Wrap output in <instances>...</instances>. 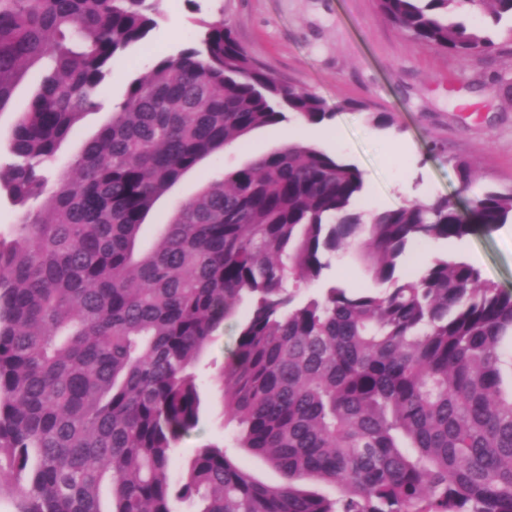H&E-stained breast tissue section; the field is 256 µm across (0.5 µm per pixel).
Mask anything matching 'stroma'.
<instances>
[{"label": "stroma", "instance_id": "1", "mask_svg": "<svg viewBox=\"0 0 512 512\" xmlns=\"http://www.w3.org/2000/svg\"><path fill=\"white\" fill-rule=\"evenodd\" d=\"M219 17L253 60L279 79L331 102H362V109L300 125L299 131L304 142L338 153L363 171L365 208L383 211L439 196L460 197L464 192L451 164L456 157L470 160L477 170L469 195L512 188V31L507 26L491 30V51L460 58L413 40L380 13L376 0H162L157 26L146 46L129 54L128 69L146 74L153 47L179 49L188 31ZM123 85L120 79L110 81L103 109L79 122L59 150L60 161L78 154L108 122ZM373 112L393 113L396 125L374 126ZM287 131L284 124L255 130L241 147L184 176L155 204L141 228L140 249L152 246L174 207L193 197L207 176L276 149ZM447 256L470 262L512 291V223L407 251L401 266L423 267ZM335 283L364 287L371 280L353 257L339 256L302 294L309 297ZM236 337L235 322L224 323L198 363L202 418L181 441L178 465L208 442L220 439L232 446L234 429L222 418L215 375Z\"/></svg>", "mask_w": 512, "mask_h": 512}]
</instances>
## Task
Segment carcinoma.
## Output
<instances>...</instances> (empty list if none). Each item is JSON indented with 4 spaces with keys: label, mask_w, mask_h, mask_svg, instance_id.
Returning a JSON list of instances; mask_svg holds the SVG:
<instances>
[{
    "label": "carcinoma",
    "mask_w": 512,
    "mask_h": 512,
    "mask_svg": "<svg viewBox=\"0 0 512 512\" xmlns=\"http://www.w3.org/2000/svg\"><path fill=\"white\" fill-rule=\"evenodd\" d=\"M378 6L461 56L512 17V0ZM468 6L481 23L453 21ZM158 14L159 0H0V112L33 67L49 71L0 159V192L30 205L0 237V498L16 512H512V293L464 260L397 275L416 243L512 221V188L365 211L356 165L291 141L207 180L141 250L156 202L205 160L359 107L280 80L220 19L127 78L110 122L53 171ZM452 164L468 189L476 171ZM345 253L372 287L299 298ZM244 300L217 375L224 420L286 482L259 480L222 441L175 482L200 423L194 366Z\"/></svg>",
    "instance_id": "carcinoma-1"
}]
</instances>
